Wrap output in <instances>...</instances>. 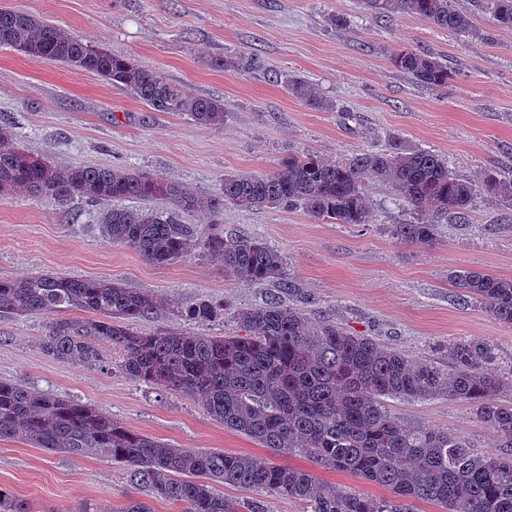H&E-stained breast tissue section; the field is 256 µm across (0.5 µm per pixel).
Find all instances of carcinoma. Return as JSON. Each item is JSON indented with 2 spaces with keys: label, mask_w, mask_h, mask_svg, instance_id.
I'll list each match as a JSON object with an SVG mask.
<instances>
[{
  "label": "carcinoma",
  "mask_w": 512,
  "mask_h": 512,
  "mask_svg": "<svg viewBox=\"0 0 512 512\" xmlns=\"http://www.w3.org/2000/svg\"><path fill=\"white\" fill-rule=\"evenodd\" d=\"M377 19L412 14L453 34L472 31L471 17L450 0H361ZM498 28H512V0H488ZM0 45L94 74L135 95L154 112H182L207 127L224 125V102L187 94L159 72L91 45L83 37L25 11L0 10ZM393 66L416 83L445 87L452 72L427 50H401ZM288 92L316 109H332L302 77ZM391 189L414 212L469 223L474 196L512 201V180L488 171L481 184L454 175L445 158L394 137L389 148L331 162L314 154L291 155L267 175H226L220 192L201 195L159 174L122 167L55 166L16 145L0 124V196L24 193L64 208L73 199L160 201L164 208H109L100 214L102 235L163 266L198 248L222 262L235 278L272 283L290 293L299 285L285 255L257 236H226L224 206L257 210L275 205L304 209L329 224H365L369 185ZM204 212L212 227L200 232L180 215ZM437 225H391L399 241L429 245ZM464 304L475 300L512 325V280L463 270L452 276ZM165 298L117 282L40 274L0 280V314L84 316L50 323L42 351L59 361L95 366L99 345L122 353L130 378L175 391L202 405L224 427L279 454L304 453L324 469L345 471L388 488L399 503L338 490L307 471L242 454L190 451L162 443L76 400L0 381V439L22 435L37 448L71 455L100 454L126 470L143 494L125 512H152L149 499L182 505L183 512H266L261 501L244 506L216 492L224 484L300 499L308 512H411L430 501L443 512H512V456L473 448L446 430L409 429L385 399L443 397L476 407L480 420L512 448V404L497 399L504 381L486 371L494 348L467 340L448 351V366L416 363L370 336H353L326 317L312 323L298 308L272 297L239 308L240 333L198 336L178 328L149 335L130 328L149 318ZM187 324L224 318V303L199 299L176 307Z\"/></svg>",
  "instance_id": "carcinoma-1"
}]
</instances>
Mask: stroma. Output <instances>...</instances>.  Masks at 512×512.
Returning a JSON list of instances; mask_svg holds the SVG:
<instances>
[{"label": "stroma", "instance_id": "35a3bbf8", "mask_svg": "<svg viewBox=\"0 0 512 512\" xmlns=\"http://www.w3.org/2000/svg\"><path fill=\"white\" fill-rule=\"evenodd\" d=\"M472 35H453L410 15L382 21L358 0H0L84 36L163 74L194 96L224 102V124L210 128L185 114L148 107L101 78L0 46V123L17 144L61 166H125L176 180L188 190L219 192L227 173L274 172L282 159L314 154L338 161L385 148L388 137L445 156L459 177L488 170L512 176V29H495L487 0H453ZM343 25H334V18ZM424 49L446 59L447 87L415 84L391 64L394 53ZM225 67H216V60ZM314 83L334 110L318 111L288 93V77ZM364 224H325L303 210L225 207V234L257 235L287 258L300 286L282 296L311 322L331 317L351 334L375 337L417 362L444 366L457 343L479 339L495 350L490 371L512 378V325L484 305L457 301L452 276L475 270L512 279V206L478 194L467 224L440 221L432 245L396 240L390 227L415 215L388 188L368 189ZM101 205L74 201L60 210L25 194L0 197V280L67 274L114 281L167 298L134 323L151 334L185 327L205 336L236 333L232 312L277 292L225 275L201 252L157 266L104 238ZM224 302L223 320L182 325L174 305ZM50 319L0 315V380L91 405L155 440L190 450L225 451L309 471L319 482L372 498L388 489L307 456L281 455L224 428L174 391L129 378L119 354L100 347L87 367L45 355ZM410 429H445L476 448L495 449L493 431L473 405L435 398L388 399ZM28 512H123L135 490L122 466L101 455L74 456L0 439V490Z\"/></svg>", "mask_w": 512, "mask_h": 512}]
</instances>
